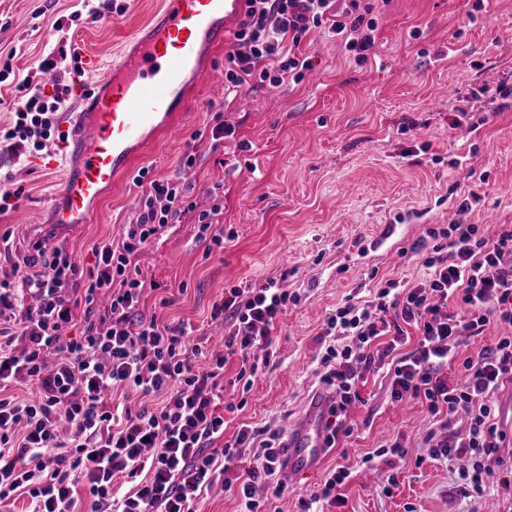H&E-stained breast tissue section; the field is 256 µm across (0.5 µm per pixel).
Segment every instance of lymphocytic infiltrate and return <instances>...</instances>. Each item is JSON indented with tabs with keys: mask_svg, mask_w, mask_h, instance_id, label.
<instances>
[{
	"mask_svg": "<svg viewBox=\"0 0 512 512\" xmlns=\"http://www.w3.org/2000/svg\"><path fill=\"white\" fill-rule=\"evenodd\" d=\"M377 27L372 0H245L224 85L236 94L247 84L277 89L302 80L309 62L299 48L314 30L345 35L356 64H366ZM38 68L57 71L52 91L33 76L16 78L11 60L0 61V84L15 82L22 94L7 103L10 120L0 127L7 169L50 145L72 97L76 66L66 51L48 54ZM134 183L142 189L137 222L100 243L92 266L40 241L22 261L0 266V502L25 495L32 512H77L82 482L94 512H195L198 497L219 481L244 512H261L284 492L275 477L285 465V437L245 425L225 439L224 415L236 405L224 400V366L239 357L236 379L251 390L270 364L280 314L299 298L273 279L229 289L210 314L224 325L219 348L190 324L140 316L145 288L132 266L142 246L192 211L198 239L221 246L223 196L214 192L211 208L199 212L179 180L152 179L143 169ZM426 237L433 245L422 255L421 281L409 288L387 281L371 300L345 302L325 321L320 380L335 400L326 444L353 433L348 413L360 385L382 371L392 401L421 402L438 419L427 453L460 461L464 496L511 491L491 397L512 381V225L491 237L478 224H451L428 228ZM78 318L80 336H67ZM491 325L503 335L460 357L463 337ZM412 337L417 344L405 351ZM455 362L463 369L456 382L443 372ZM18 382L30 386L29 398L8 394ZM120 390L145 401L114 407ZM460 416L467 426L458 432ZM262 483L265 498L257 494Z\"/></svg>",
	"mask_w": 512,
	"mask_h": 512,
	"instance_id": "f902f5d3",
	"label": "lymphocytic infiltrate"
}]
</instances>
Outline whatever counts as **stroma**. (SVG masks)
I'll return each mask as SVG.
<instances>
[{"mask_svg":"<svg viewBox=\"0 0 512 512\" xmlns=\"http://www.w3.org/2000/svg\"><path fill=\"white\" fill-rule=\"evenodd\" d=\"M112 3L116 12L103 20L58 31L53 20L81 9V0H0V53H13L23 74L62 45L110 60L160 0ZM376 42L375 60L359 66L341 39L315 36L300 48L311 63L305 79L277 90L229 99L223 88L194 85L179 132H159L140 151L139 167L154 179L181 176L198 208L208 207L213 185H223L218 220L226 237L223 249L207 251L189 213L147 244L135 260L147 286L144 317L183 320L214 337L210 313L225 289L274 278L300 296L273 332V366L256 380L245 408L226 414L225 437L244 424L287 429L320 386L319 337L329 313L346 297H368L377 281L409 286L423 278L411 249L428 227L512 225V108L472 97L484 84L512 86V0H388ZM218 112L236 134L214 149L201 133ZM457 116L461 127H451ZM190 150L196 163L181 170ZM11 175L25 192L17 209L0 215V265L45 239L90 266L95 246L135 218L141 190L132 174L113 181L82 224L47 221L58 172L26 162ZM163 297L171 300L164 308ZM360 394L362 403L349 412L353 435L271 499L275 512H299V498L320 489L341 463L353 477L341 490L343 504L325 512H512L507 494L463 497L456 466L427 457L432 417L420 404L392 403L384 375H369ZM396 435L406 458L362 466ZM389 474L397 482L386 495L379 483Z\"/></svg>","mask_w":512,"mask_h":512,"instance_id":"1","label":"stroma"}]
</instances>
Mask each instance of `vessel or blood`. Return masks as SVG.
Returning <instances> with one entry per match:
<instances>
[{
  "mask_svg": "<svg viewBox=\"0 0 512 512\" xmlns=\"http://www.w3.org/2000/svg\"><path fill=\"white\" fill-rule=\"evenodd\" d=\"M243 8L244 0H162L109 62L81 53L74 85L91 109L64 131L70 161L51 209L53 223L83 222L146 139L174 128L190 80L203 75L206 58L224 45L228 24ZM332 404L331 393L316 391L289 424V479L314 471L323 459Z\"/></svg>",
  "mask_w": 512,
  "mask_h": 512,
  "instance_id": "b4317fda",
  "label": "vessel or blood"
}]
</instances>
